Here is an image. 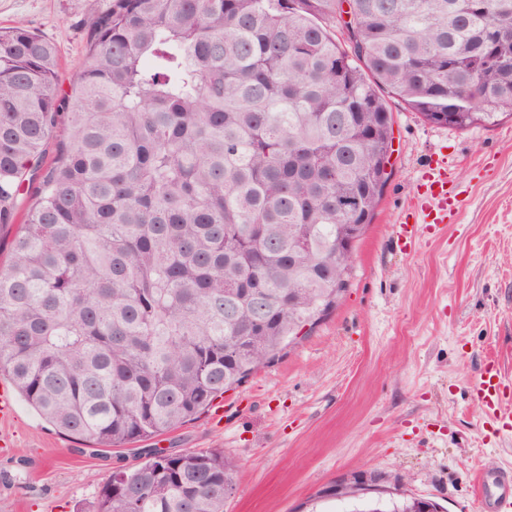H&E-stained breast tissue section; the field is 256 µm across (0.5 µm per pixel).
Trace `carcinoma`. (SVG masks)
Segmentation results:
<instances>
[{
	"instance_id": "obj_1",
	"label": "carcinoma",
	"mask_w": 512,
	"mask_h": 512,
	"mask_svg": "<svg viewBox=\"0 0 512 512\" xmlns=\"http://www.w3.org/2000/svg\"><path fill=\"white\" fill-rule=\"evenodd\" d=\"M111 0L58 90L54 43L0 30V371L94 450L143 443L92 512H224L235 462L155 436L275 362L350 285L339 205L371 223L396 98L451 127L512 120V0ZM64 127L41 170L48 139ZM351 512H420L378 490Z\"/></svg>"
}]
</instances>
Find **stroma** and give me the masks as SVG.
<instances>
[{
	"mask_svg": "<svg viewBox=\"0 0 512 512\" xmlns=\"http://www.w3.org/2000/svg\"><path fill=\"white\" fill-rule=\"evenodd\" d=\"M109 3L0 0V27L21 22L55 43L65 88L85 63L83 19ZM391 108L392 176L336 309L158 439L236 462L224 512H348L324 489L373 476L444 512H482L476 474L512 467V428L477 395L494 362L512 398V121L458 130ZM437 158L448 161L457 203L446 223L429 226L420 184ZM415 221V246L399 249L394 226ZM138 461L132 444L78 452L18 401L0 420V512H84L114 467Z\"/></svg>",
	"mask_w": 512,
	"mask_h": 512,
	"instance_id": "1",
	"label": "stroma"
}]
</instances>
